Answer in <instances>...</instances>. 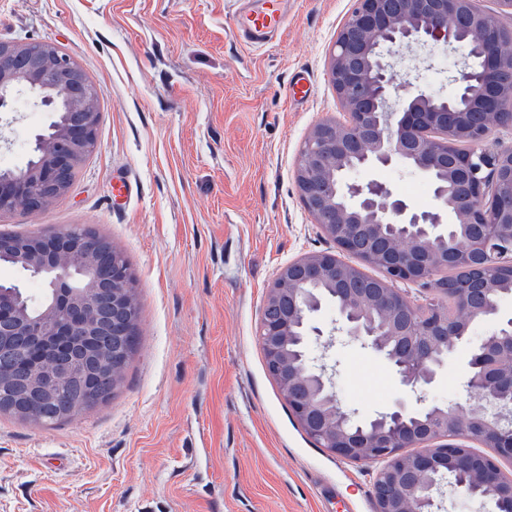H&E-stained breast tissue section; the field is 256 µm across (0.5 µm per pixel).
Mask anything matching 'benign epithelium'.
<instances>
[{"label":"benign epithelium","instance_id":"7a95c632","mask_svg":"<svg viewBox=\"0 0 512 512\" xmlns=\"http://www.w3.org/2000/svg\"><path fill=\"white\" fill-rule=\"evenodd\" d=\"M477 0H356L336 35L329 79L349 120L323 121L309 132L296 168L302 202L340 254L310 253L279 268L265 306L259 341L281 396L303 430L337 458L375 464L376 512H435L447 493L493 494L498 512H512V319L483 337L470 361L468 408L430 402L425 390L471 327L498 314L512 294V146L484 148L498 128L512 126V28ZM454 28H448V21ZM464 50L457 88L429 93L404 80L394 93L393 58L413 47ZM0 44V112L12 111L18 89L34 91L55 114L35 138L30 162L0 171V211L38 212L69 188L68 178L97 144L99 97L69 56L45 42ZM429 180L433 206L415 209L376 179L347 180L359 168L393 160ZM112 242L85 228L20 239L0 237V264L19 267L48 288L38 315L0 284V375L21 378L38 396L71 379L73 357L105 359L100 337L122 335L119 321L139 309L127 266ZM356 259L349 262L345 257ZM380 276L363 287V267ZM466 272L448 282L453 312L412 302L401 283H426L448 268ZM339 298L337 332L388 360L414 405L358 423L335 391L336 368L292 350L306 342L310 317L321 308L320 289ZM102 401L86 389L62 403L73 416ZM491 449L474 452L467 442ZM417 452L410 453L408 449Z\"/></svg>","mask_w":512,"mask_h":512}]
</instances>
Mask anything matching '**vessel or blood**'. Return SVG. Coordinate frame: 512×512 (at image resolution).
Instances as JSON below:
<instances>
[{"instance_id":"vessel-or-blood-1","label":"vessel or blood","mask_w":512,"mask_h":512,"mask_svg":"<svg viewBox=\"0 0 512 512\" xmlns=\"http://www.w3.org/2000/svg\"><path fill=\"white\" fill-rule=\"evenodd\" d=\"M234 4L237 31L253 47L280 34L288 18V0H234Z\"/></svg>"}]
</instances>
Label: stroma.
<instances>
[{
    "label": "stroma",
    "mask_w": 512,
    "mask_h": 512,
    "mask_svg": "<svg viewBox=\"0 0 512 512\" xmlns=\"http://www.w3.org/2000/svg\"><path fill=\"white\" fill-rule=\"evenodd\" d=\"M354 0H289L268 46L236 38L229 0H0V42H49L101 90L97 148L38 213L0 212V232L80 225L126 256L140 343L112 397L51 427L0 416V512H374V467L337 459L301 428L258 340L278 269L332 253L295 182L319 122L343 118L328 77ZM420 83L451 94L458 52L428 50ZM310 91L294 100L291 82ZM31 94L0 115V168L23 166L53 121ZM411 206L432 187L402 163L354 170ZM336 393L370 415L403 395L393 368L336 337L311 342ZM467 348L426 395L468 405Z\"/></svg>",
    "instance_id": "stroma-1"
}]
</instances>
